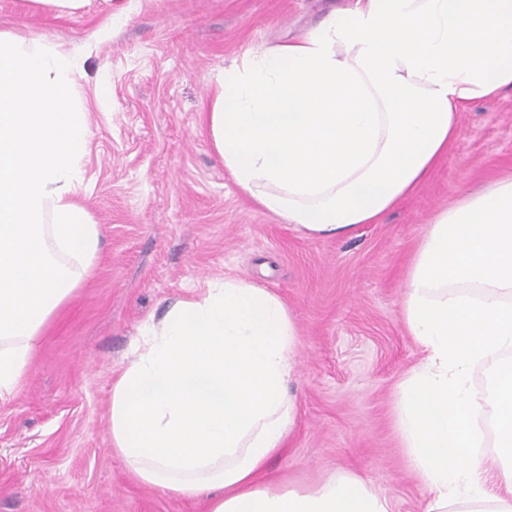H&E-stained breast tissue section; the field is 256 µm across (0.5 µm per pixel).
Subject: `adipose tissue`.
Masks as SVG:
<instances>
[{
    "instance_id": "1",
    "label": "adipose tissue",
    "mask_w": 512,
    "mask_h": 512,
    "mask_svg": "<svg viewBox=\"0 0 512 512\" xmlns=\"http://www.w3.org/2000/svg\"><path fill=\"white\" fill-rule=\"evenodd\" d=\"M512 89V0H353L225 69L204 128L239 190L294 230L349 236L412 193L458 137L461 108ZM89 120L68 53L0 31V400L80 288L100 228L75 194ZM401 319L422 358L395 393L423 512H512V177L439 210L411 260ZM113 379L112 447L145 485L207 512H390L352 474L274 490L297 403L298 331L239 278L146 319ZM485 367L482 396L471 374ZM490 427L498 464L479 453Z\"/></svg>"
}]
</instances>
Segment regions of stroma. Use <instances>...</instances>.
<instances>
[{
  "label": "stroma",
  "mask_w": 512,
  "mask_h": 512,
  "mask_svg": "<svg viewBox=\"0 0 512 512\" xmlns=\"http://www.w3.org/2000/svg\"><path fill=\"white\" fill-rule=\"evenodd\" d=\"M115 2L117 20L103 4L54 17L0 0L1 30L74 60L91 131L78 198L101 230L98 258L45 327L22 391L0 401V512H206L131 475L112 449L109 402L142 321L224 277L275 292L299 333L288 384L298 415L270 486L351 472L391 512H422L427 493L394 410L420 359L400 317L407 267L437 211L512 177V89L463 108L447 157L380 223L309 238L236 187L202 114L224 68L302 35L346 0Z\"/></svg>",
  "instance_id": "stroma-1"
}]
</instances>
